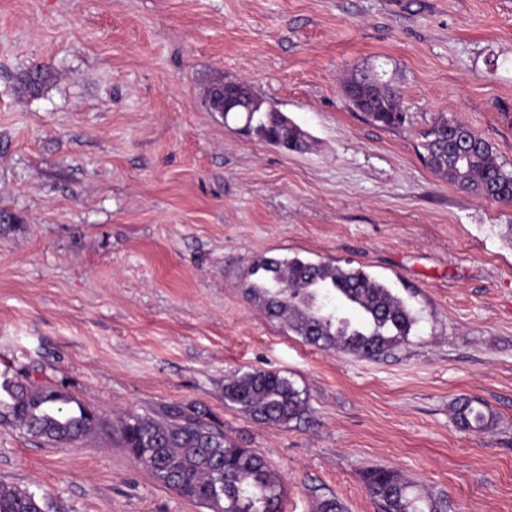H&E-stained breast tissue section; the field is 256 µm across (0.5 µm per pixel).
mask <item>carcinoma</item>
I'll return each instance as SVG.
<instances>
[{
	"instance_id": "carcinoma-1",
	"label": "carcinoma",
	"mask_w": 512,
	"mask_h": 512,
	"mask_svg": "<svg viewBox=\"0 0 512 512\" xmlns=\"http://www.w3.org/2000/svg\"><path fill=\"white\" fill-rule=\"evenodd\" d=\"M354 109L371 124L396 128L407 121L401 90L354 74L343 84ZM250 132L260 141L291 152L308 148L307 136L282 112H251ZM427 167L460 190L512 202V170L500 165L492 146L466 125L438 118L421 134ZM251 301L272 318L322 350L374 358L408 339L416 319L390 288L361 268L331 262L262 258L250 270ZM225 405L251 420L279 426L309 410L306 393L277 371L239 372L224 384ZM464 397L454 407L456 423L484 431L493 415ZM0 425L15 427L48 445L113 433L118 447L150 469L155 480L207 512H284L285 489L269 462L200 417L172 410L166 421L128 414L110 426L74 396L52 386H35L0 375ZM367 489L381 512H443L444 502L416 493L387 469L367 474ZM0 512H48L44 498L0 484Z\"/></svg>"
}]
</instances>
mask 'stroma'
I'll return each instance as SVG.
<instances>
[{
    "label": "stroma",
    "mask_w": 512,
    "mask_h": 512,
    "mask_svg": "<svg viewBox=\"0 0 512 512\" xmlns=\"http://www.w3.org/2000/svg\"><path fill=\"white\" fill-rule=\"evenodd\" d=\"M49 78L24 87L33 68ZM378 72L407 121L363 120L342 83ZM248 81L307 134L289 152L207 111ZM512 170V0H0V373L105 419L203 414L266 458L284 512H380L399 473L447 512H512V203L430 170L439 115ZM363 269L408 305L376 358L317 349L245 289L264 257ZM277 371L309 410L264 426L224 404ZM462 397L494 416L456 424ZM0 483L50 512H205L102 435L58 447L0 427Z\"/></svg>",
    "instance_id": "35a3bbf8"
}]
</instances>
